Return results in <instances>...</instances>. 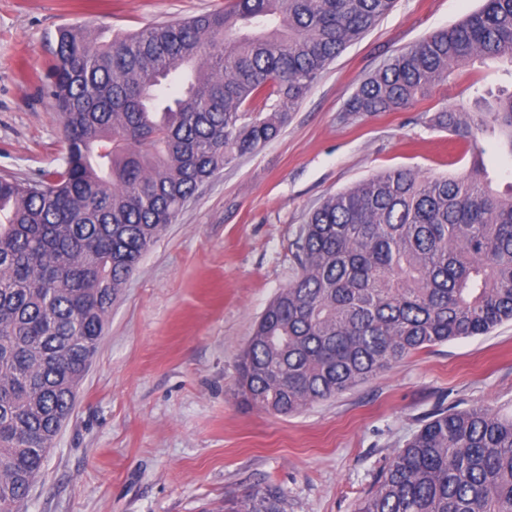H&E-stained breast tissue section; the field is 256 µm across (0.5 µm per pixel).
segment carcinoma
I'll return each instance as SVG.
<instances>
[{"mask_svg": "<svg viewBox=\"0 0 512 512\" xmlns=\"http://www.w3.org/2000/svg\"><path fill=\"white\" fill-rule=\"evenodd\" d=\"M394 0H227L102 43L57 32L48 93L59 168L0 176V512H25L126 278L199 187L273 140L321 73ZM475 61L512 75V0L391 56L347 111L397 112ZM468 139L469 170L373 175L327 198L296 241L297 272L238 362L237 392L290 414L435 344L512 321V188L492 187L479 137L512 157V89L429 117ZM224 512H288L276 486ZM356 512H512V416L440 410Z\"/></svg>", "mask_w": 512, "mask_h": 512, "instance_id": "cac0c4a2", "label": "carcinoma"}]
</instances>
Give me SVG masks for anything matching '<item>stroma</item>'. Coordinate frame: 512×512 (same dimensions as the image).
<instances>
[{
    "label": "stroma",
    "instance_id": "1",
    "mask_svg": "<svg viewBox=\"0 0 512 512\" xmlns=\"http://www.w3.org/2000/svg\"><path fill=\"white\" fill-rule=\"evenodd\" d=\"M225 0H0V176L54 170L65 153L47 74L62 27L110 39ZM482 0H395L312 84L279 135L205 182L128 276L74 410L26 512H220L273 485L289 512H355L375 479L444 408L512 416V322L437 344L291 415L244 404L235 386L254 324L296 272L293 243L327 197L406 169L454 176L471 157L428 124L472 84L512 88L500 64L456 71L400 112L352 115L359 84L393 54Z\"/></svg>",
    "mask_w": 512,
    "mask_h": 512
}]
</instances>
